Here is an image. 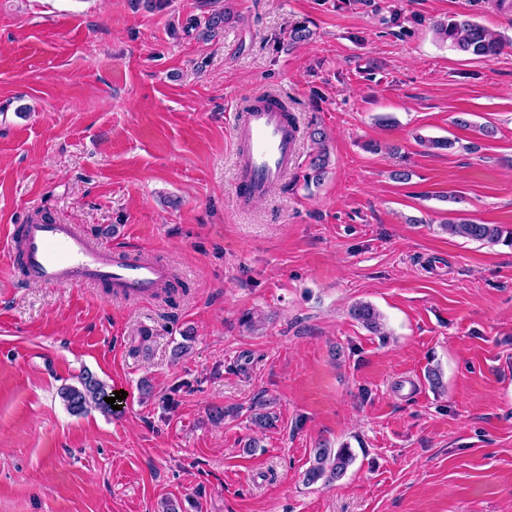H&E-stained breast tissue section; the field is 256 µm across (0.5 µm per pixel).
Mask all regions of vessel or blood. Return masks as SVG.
Listing matches in <instances>:
<instances>
[{"label": "vessel or blood", "mask_w": 512, "mask_h": 512, "mask_svg": "<svg viewBox=\"0 0 512 512\" xmlns=\"http://www.w3.org/2000/svg\"><path fill=\"white\" fill-rule=\"evenodd\" d=\"M236 195L265 197L295 167L298 133L275 95L251 98L233 126ZM10 274L47 286L105 285L113 296L149 299L168 279L166 264L135 251L92 243L73 225L48 220L19 224L8 235Z\"/></svg>", "instance_id": "1"}]
</instances>
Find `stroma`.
<instances>
[{
    "label": "stroma",
    "instance_id": "stroma-1",
    "mask_svg": "<svg viewBox=\"0 0 512 512\" xmlns=\"http://www.w3.org/2000/svg\"><path fill=\"white\" fill-rule=\"evenodd\" d=\"M396 4L400 28L383 22ZM224 5L206 40L188 26L204 0H0V265L9 225L49 218L180 281L168 302L119 300L0 273V512H512V247L441 229L453 211L512 230V11ZM455 13L504 53L437 42ZM303 21L312 41L289 46ZM263 91L298 117L299 159L244 206L233 115ZM314 128L330 157L309 185ZM84 369L126 391L111 416L64 406ZM260 402L274 427H253ZM344 443V477L304 485L313 448ZM351 316L360 321L372 333L384 335L381 330L380 314L369 304L359 303L351 308Z\"/></svg>",
    "mask_w": 512,
    "mask_h": 512
}]
</instances>
